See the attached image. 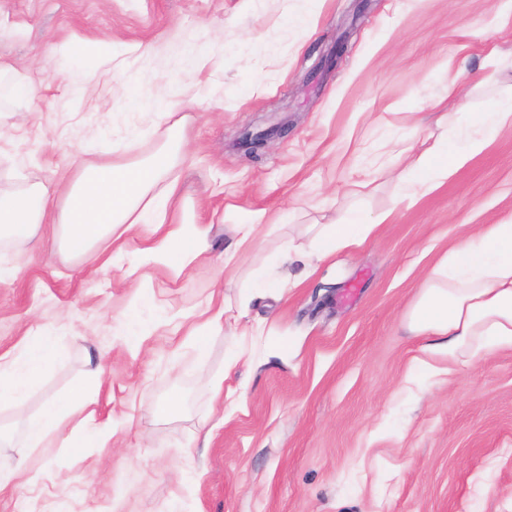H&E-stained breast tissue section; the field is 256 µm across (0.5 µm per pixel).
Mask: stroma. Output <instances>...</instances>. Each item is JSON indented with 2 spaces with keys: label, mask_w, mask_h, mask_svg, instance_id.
Here are the masks:
<instances>
[{
  "label": "stroma",
  "mask_w": 512,
  "mask_h": 512,
  "mask_svg": "<svg viewBox=\"0 0 512 512\" xmlns=\"http://www.w3.org/2000/svg\"><path fill=\"white\" fill-rule=\"evenodd\" d=\"M497 2L320 0L306 35L293 23L306 0H0V62L40 86L20 107L0 78V151L25 158L0 166V192L38 184L63 199L87 164L152 155L175 127L169 220L208 227L210 242L177 277L143 263L149 224L118 254L0 241V262L22 264L0 279V353L46 334L65 352L0 408V426L21 430L100 361L95 421L112 429L107 447L77 455L57 434L22 456L0 450V464L25 459L0 512H512V349L411 379L428 339L405 325L448 248L512 218V127L411 199L399 165L377 160L388 130L408 131L428 101L453 111L447 59L468 74L470 111L512 100V64L484 65L512 49ZM101 40L126 88L106 85L96 59L60 52ZM354 209L389 218L359 247L273 266ZM261 211L285 221L225 264L232 225ZM259 275L290 284L252 291ZM223 303L248 329L239 341L205 324ZM174 394L171 417L154 419Z\"/></svg>",
  "instance_id": "obj_1"
}]
</instances>
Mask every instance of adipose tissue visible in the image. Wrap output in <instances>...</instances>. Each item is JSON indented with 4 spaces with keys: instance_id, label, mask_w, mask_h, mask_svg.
Returning a JSON list of instances; mask_svg holds the SVG:
<instances>
[{
    "instance_id": "adipose-tissue-1",
    "label": "adipose tissue",
    "mask_w": 512,
    "mask_h": 512,
    "mask_svg": "<svg viewBox=\"0 0 512 512\" xmlns=\"http://www.w3.org/2000/svg\"><path fill=\"white\" fill-rule=\"evenodd\" d=\"M469 129L459 132L463 145L452 151L447 136H439L427 151L412 155L410 139H402L398 154L408 160L398 174L401 188L414 195L426 193L446 180L470 158L480 154L501 128L512 126V101L491 111L471 114ZM168 158L131 164L87 166L67 191L60 213V231L53 245L82 255L107 239H119L141 224L154 225L159 237L150 247L152 259L174 275H182L209 248L204 232L168 223L174 182L165 175ZM52 201L43 188L22 195L0 197V238L38 235L48 220ZM364 222L350 213L322 225L313 254L324 259L336 251L361 245L385 223ZM408 326L419 336H437L429 356L417 360L413 371L436 373L431 358L444 356L449 365L475 363L499 349H512V220L484 224L470 237L451 246L424 278L409 312ZM62 358L56 337H43L37 347L21 345L0 354V406L20 400L32 382ZM93 401L90 387L46 401L38 419L24 428L21 447H41L48 435L65 431L70 448H89L106 441L108 432L95 425L87 408ZM79 417L80 425L65 430V423Z\"/></svg>"
}]
</instances>
